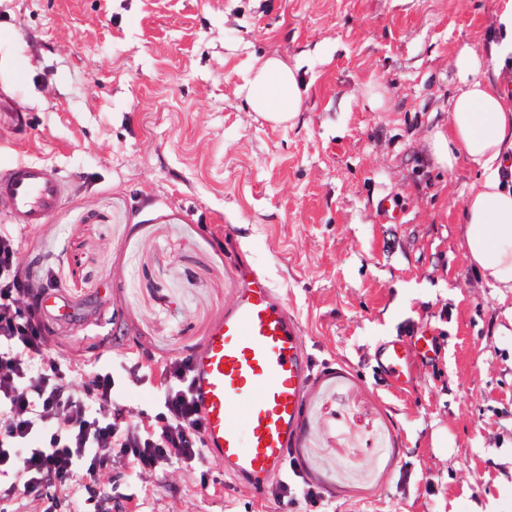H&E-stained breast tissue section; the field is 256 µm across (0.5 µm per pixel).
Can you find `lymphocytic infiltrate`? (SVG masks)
<instances>
[{
	"label": "lymphocytic infiltrate",
	"instance_id": "1",
	"mask_svg": "<svg viewBox=\"0 0 512 512\" xmlns=\"http://www.w3.org/2000/svg\"><path fill=\"white\" fill-rule=\"evenodd\" d=\"M18 243L13 228L0 227V502L19 487L45 498L69 489L66 512H99L98 476L116 461L136 473L173 459L200 467L204 426L191 395L190 357L157 369L133 363L134 372L158 376L161 412L148 427L125 422L112 373L48 353L39 293L15 265ZM78 374L87 382L75 393L69 381Z\"/></svg>",
	"mask_w": 512,
	"mask_h": 512
}]
</instances>
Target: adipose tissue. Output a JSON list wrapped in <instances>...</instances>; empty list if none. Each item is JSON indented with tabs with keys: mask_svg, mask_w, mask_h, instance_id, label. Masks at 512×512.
<instances>
[{
	"mask_svg": "<svg viewBox=\"0 0 512 512\" xmlns=\"http://www.w3.org/2000/svg\"><path fill=\"white\" fill-rule=\"evenodd\" d=\"M455 66L459 88L447 129L431 136L433 154L450 170L462 158L480 169L463 215L466 256L492 286L512 291V186L501 177L512 163V97L475 52L462 50ZM244 90L251 109L271 123L289 122L302 110L297 72L280 57L256 60Z\"/></svg>",
	"mask_w": 512,
	"mask_h": 512,
	"instance_id": "adipose-tissue-1",
	"label": "adipose tissue"
}]
</instances>
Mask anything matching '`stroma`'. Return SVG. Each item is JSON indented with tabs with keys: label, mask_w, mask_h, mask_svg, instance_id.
Listing matches in <instances>:
<instances>
[{
	"label": "stroma",
	"mask_w": 512,
	"mask_h": 512,
	"mask_svg": "<svg viewBox=\"0 0 512 512\" xmlns=\"http://www.w3.org/2000/svg\"><path fill=\"white\" fill-rule=\"evenodd\" d=\"M499 0H0V170L36 162L60 201L16 264L51 276L67 319L50 351L158 362L200 352L241 280L224 240L299 321L312 372L293 456L327 512H512V294L463 248L478 169L433 164L455 59L487 56ZM279 55L306 88L273 125L242 87ZM24 113L17 129L13 113ZM403 215L391 224L381 197ZM434 336L409 382L377 345ZM123 417L155 422L154 380L121 373ZM103 495L126 512H280L225 476L172 462Z\"/></svg>",
	"instance_id": "obj_1"
}]
</instances>
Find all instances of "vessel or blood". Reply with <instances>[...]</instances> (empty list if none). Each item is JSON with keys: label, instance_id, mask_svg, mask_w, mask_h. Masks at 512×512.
I'll return each mask as SVG.
<instances>
[{"label": "vessel or blood", "instance_id": "b4317fda", "mask_svg": "<svg viewBox=\"0 0 512 512\" xmlns=\"http://www.w3.org/2000/svg\"><path fill=\"white\" fill-rule=\"evenodd\" d=\"M16 223H43L58 201V180L45 167L20 163L0 171V197ZM244 286L201 353L191 357V391L203 417L204 440L225 472L262 491L282 474L301 434L309 383L302 331L265 272L241 266ZM385 375L406 384L412 363L401 339L378 353Z\"/></svg>", "mask_w": 512, "mask_h": 512}]
</instances>
